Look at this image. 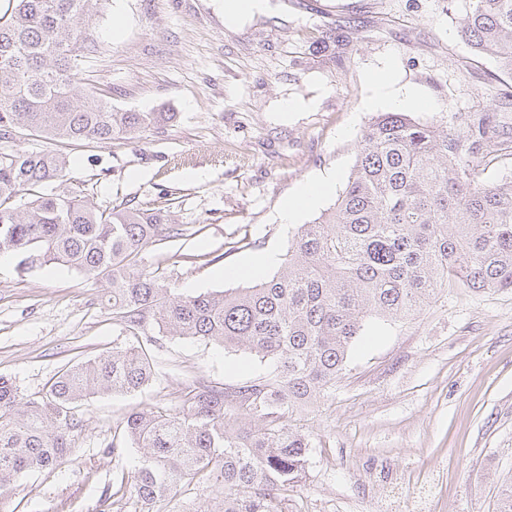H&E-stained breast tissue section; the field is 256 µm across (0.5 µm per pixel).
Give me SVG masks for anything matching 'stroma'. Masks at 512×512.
I'll return each mask as SVG.
<instances>
[{"label": "stroma", "instance_id": "1", "mask_svg": "<svg viewBox=\"0 0 512 512\" xmlns=\"http://www.w3.org/2000/svg\"><path fill=\"white\" fill-rule=\"evenodd\" d=\"M272 2L276 12L231 25L224 0H105L78 56L80 95L175 120L112 142L23 133L0 151L63 153V189L165 215L143 258L183 295L248 286L225 272L271 249L285 254L283 200L328 173L344 186L379 113L367 105L375 73L386 72L393 93H420L424 106L408 110L417 121L494 113L502 149L483 177L512 178V75L461 36L469 0ZM285 98L318 105L282 114ZM109 288L0 254V375L39 398L64 366L126 346L102 301ZM148 334L152 383L81 406L69 459L14 481L0 512H113L116 482L140 457L112 450L132 409L264 371L242 351ZM291 424L311 442L298 512H418L425 497L430 512H494L512 477V293L455 288L414 319L379 324L354 345L331 395Z\"/></svg>", "mask_w": 512, "mask_h": 512}]
</instances>
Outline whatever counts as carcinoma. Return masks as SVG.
I'll use <instances>...</instances> for the list:
<instances>
[{
  "mask_svg": "<svg viewBox=\"0 0 512 512\" xmlns=\"http://www.w3.org/2000/svg\"><path fill=\"white\" fill-rule=\"evenodd\" d=\"M0 10V139L110 141L171 122L173 112H119L78 98L76 60L104 0H4ZM461 34L512 74V0H471ZM459 131L385 112L362 133L332 207L301 225L271 277L245 288L183 296L146 266L164 215L100 209L58 193L59 153L0 152V252L52 262L112 288L105 302L135 343L59 371L28 399L0 376V498L21 474L63 463L81 428L76 409L97 395L152 382L140 336L243 350L267 372L222 387L194 385L178 400L132 410L121 438L141 450L128 491L152 506L199 487L221 490L220 512H294L308 465L297 409L327 398L369 320L405 321L448 288L512 292V180L481 179L490 112L456 116ZM495 512H512V477Z\"/></svg>",
  "mask_w": 512,
  "mask_h": 512,
  "instance_id": "carcinoma-1",
  "label": "carcinoma"
}]
</instances>
